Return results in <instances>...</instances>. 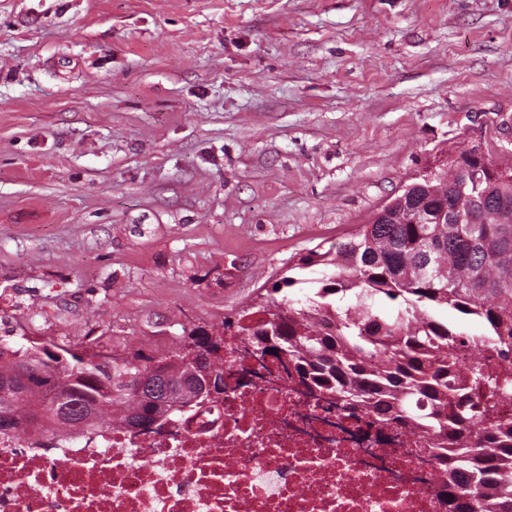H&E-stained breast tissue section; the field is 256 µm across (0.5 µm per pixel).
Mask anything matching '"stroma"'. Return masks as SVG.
<instances>
[{
  "instance_id": "stroma-1",
  "label": "stroma",
  "mask_w": 512,
  "mask_h": 512,
  "mask_svg": "<svg viewBox=\"0 0 512 512\" xmlns=\"http://www.w3.org/2000/svg\"><path fill=\"white\" fill-rule=\"evenodd\" d=\"M512 122V0H0V338L163 353Z\"/></svg>"
}]
</instances>
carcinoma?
Instances as JSON below:
<instances>
[{
    "label": "carcinoma",
    "mask_w": 512,
    "mask_h": 512,
    "mask_svg": "<svg viewBox=\"0 0 512 512\" xmlns=\"http://www.w3.org/2000/svg\"><path fill=\"white\" fill-rule=\"evenodd\" d=\"M461 153L414 178L336 252L312 251L295 268L331 266L305 302L290 297L301 279L285 276L232 321L195 326L160 357L93 347L0 340V445L89 438L101 426L146 432L212 402L206 378L225 386L224 358L200 372L189 341L214 347L230 333L272 343L274 378L293 377L356 416L420 434L415 455L435 461L448 481L447 512H512V423L491 418V399L512 395V167ZM374 298L396 315L375 312ZM483 327L469 336L438 311ZM332 324L324 332L320 323Z\"/></svg>",
    "instance_id": "1"
}]
</instances>
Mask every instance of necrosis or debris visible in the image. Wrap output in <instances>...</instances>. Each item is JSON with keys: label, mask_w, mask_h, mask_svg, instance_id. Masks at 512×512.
<instances>
[{"label": "necrosis or debris", "mask_w": 512, "mask_h": 512, "mask_svg": "<svg viewBox=\"0 0 512 512\" xmlns=\"http://www.w3.org/2000/svg\"><path fill=\"white\" fill-rule=\"evenodd\" d=\"M418 435L241 384L191 419L93 442L0 446V512H446Z\"/></svg>", "instance_id": "obj_1"}]
</instances>
